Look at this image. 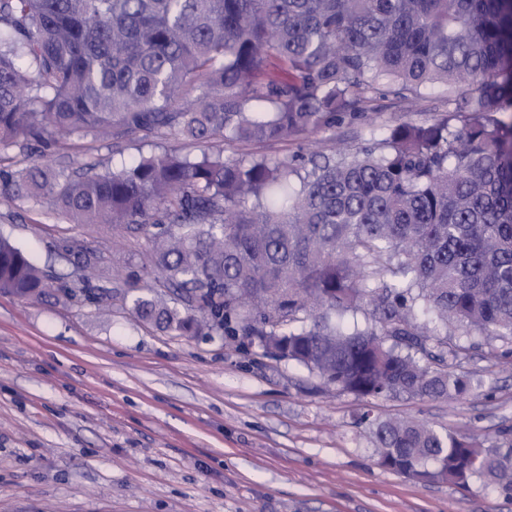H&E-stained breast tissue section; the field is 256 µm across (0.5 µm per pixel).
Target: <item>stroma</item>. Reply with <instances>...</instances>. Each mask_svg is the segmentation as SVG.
Returning a JSON list of instances; mask_svg holds the SVG:
<instances>
[{"mask_svg": "<svg viewBox=\"0 0 512 512\" xmlns=\"http://www.w3.org/2000/svg\"><path fill=\"white\" fill-rule=\"evenodd\" d=\"M443 92L416 106L377 97L369 112L254 153L358 148L370 131L443 112ZM165 134L66 146L0 143V169L34 161L72 172L112 168L174 147ZM0 236L40 267L73 274L96 255L102 303L0 293V512H512L480 484H418L378 466L363 405L292 362L223 336H180L132 316L149 264L139 233L69 224L28 198L0 200ZM465 368L479 388L461 401H372L379 419L413 417L494 439L512 433V367L500 340L476 337Z\"/></svg>", "mask_w": 512, "mask_h": 512, "instance_id": "stroma-1", "label": "stroma"}]
</instances>
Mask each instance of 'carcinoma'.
Wrapping results in <instances>:
<instances>
[{"instance_id": "cac0c4a2", "label": "carcinoma", "mask_w": 512, "mask_h": 512, "mask_svg": "<svg viewBox=\"0 0 512 512\" xmlns=\"http://www.w3.org/2000/svg\"><path fill=\"white\" fill-rule=\"evenodd\" d=\"M435 88L445 112L355 151L33 163L1 171L0 194L143 234L170 300L130 311L161 331L272 345L366 405L458 401L478 388L474 344L451 336L512 343V0H0V143L272 145ZM95 267L80 257L75 290L0 236V292L97 303ZM357 310L365 324L345 323ZM357 424L419 483L478 479L512 500L511 435L487 445L367 410Z\"/></svg>"}]
</instances>
